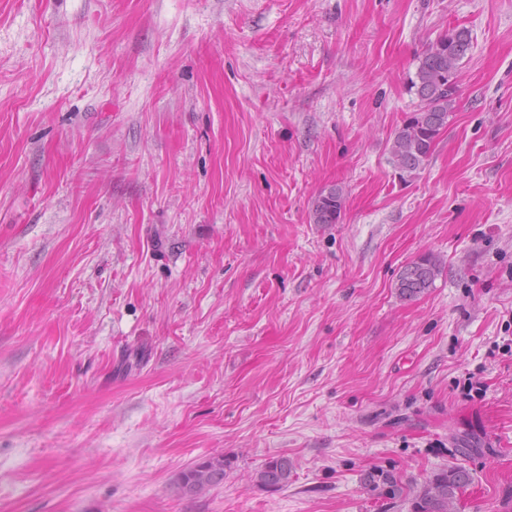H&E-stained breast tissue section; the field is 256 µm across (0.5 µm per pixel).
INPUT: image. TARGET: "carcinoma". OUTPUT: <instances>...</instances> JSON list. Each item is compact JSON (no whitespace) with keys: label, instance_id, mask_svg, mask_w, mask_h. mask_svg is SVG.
I'll return each mask as SVG.
<instances>
[{"label":"carcinoma","instance_id":"1","mask_svg":"<svg viewBox=\"0 0 512 512\" xmlns=\"http://www.w3.org/2000/svg\"><path fill=\"white\" fill-rule=\"evenodd\" d=\"M471 48L467 29H454L428 44L417 57L409 90L419 104L394 132L391 154L396 167L411 173L420 169L432 155L436 139L448 126L459 100L458 72ZM343 189L334 185L321 191L313 201L311 219L315 224H337L343 210ZM439 273L437 260L425 256L409 263L401 272L397 290L404 300H412L432 287ZM293 472V462L286 456L269 458L251 479L266 489L286 485ZM471 475L460 466L437 473L417 488L413 512H452L457 494L469 484ZM224 482V458L212 457L182 472L177 484L186 493H201Z\"/></svg>","mask_w":512,"mask_h":512}]
</instances>
